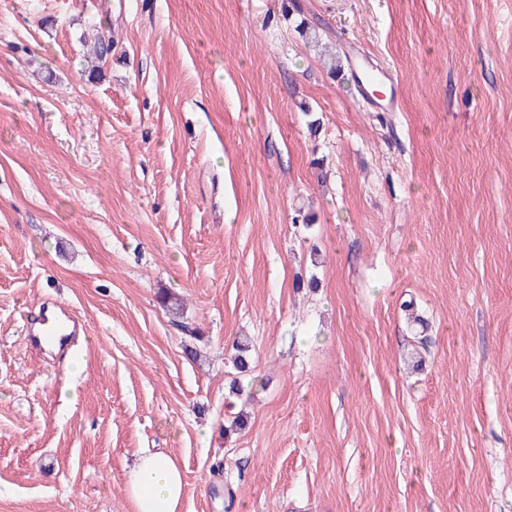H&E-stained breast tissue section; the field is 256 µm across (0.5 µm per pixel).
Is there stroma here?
<instances>
[{"instance_id": "stroma-1", "label": "stroma", "mask_w": 512, "mask_h": 512, "mask_svg": "<svg viewBox=\"0 0 512 512\" xmlns=\"http://www.w3.org/2000/svg\"><path fill=\"white\" fill-rule=\"evenodd\" d=\"M144 449L179 512H512V0H0V512Z\"/></svg>"}]
</instances>
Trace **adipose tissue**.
<instances>
[{
  "instance_id": "adipose-tissue-1",
  "label": "adipose tissue",
  "mask_w": 512,
  "mask_h": 512,
  "mask_svg": "<svg viewBox=\"0 0 512 512\" xmlns=\"http://www.w3.org/2000/svg\"><path fill=\"white\" fill-rule=\"evenodd\" d=\"M127 487L134 512H178L187 493L178 465L159 453L139 456L128 475Z\"/></svg>"
}]
</instances>
